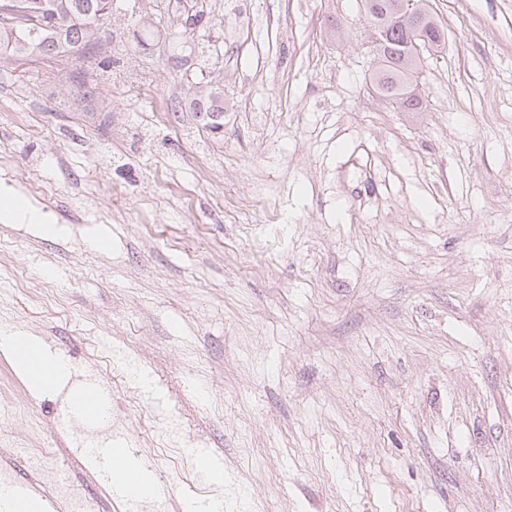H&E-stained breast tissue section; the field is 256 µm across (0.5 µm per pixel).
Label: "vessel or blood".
<instances>
[{
    "label": "vessel or blood",
    "instance_id": "obj_1",
    "mask_svg": "<svg viewBox=\"0 0 512 512\" xmlns=\"http://www.w3.org/2000/svg\"><path fill=\"white\" fill-rule=\"evenodd\" d=\"M108 396V389L99 383L90 370L78 368L61 392L60 402L69 420L87 427L86 434L76 444L77 451L91 457L96 470L109 479L113 476L119 451L113 448L111 436L101 435L95 428L98 410Z\"/></svg>",
    "mask_w": 512,
    "mask_h": 512
}]
</instances>
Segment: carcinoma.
I'll use <instances>...</instances> for the list:
<instances>
[{
    "label": "carcinoma",
    "instance_id": "carcinoma-1",
    "mask_svg": "<svg viewBox=\"0 0 512 512\" xmlns=\"http://www.w3.org/2000/svg\"><path fill=\"white\" fill-rule=\"evenodd\" d=\"M114 0H93L88 13L69 16L66 6L72 0H0V48L9 44L34 49L52 24L69 26L71 41L64 42L56 52L63 57L73 50L71 42H82L84 52H92L97 43L99 26L112 16ZM419 7L406 22L394 15L401 0H364L370 24L384 32L378 46L381 62L372 74L374 90L404 112L423 111V101L412 86L422 60L410 47L411 38L420 36L434 48L445 44V31L430 7V0H418Z\"/></svg>",
    "mask_w": 512,
    "mask_h": 512
}]
</instances>
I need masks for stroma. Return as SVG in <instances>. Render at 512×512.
I'll list each match as a JSON object with an SVG mask.
<instances>
[{
    "label": "stroma",
    "mask_w": 512,
    "mask_h": 512,
    "mask_svg": "<svg viewBox=\"0 0 512 512\" xmlns=\"http://www.w3.org/2000/svg\"><path fill=\"white\" fill-rule=\"evenodd\" d=\"M134 2L99 55L0 54V186L56 227L0 222V335L94 370L170 494L117 498L1 354L0 471L48 451L92 512H512V0H432L420 112L360 0H188L192 35ZM192 456L196 461H198L202 474L206 476H209L213 472L223 471V459L215 455L210 448H206L204 445H196V448H193ZM211 481L215 483H223V472L213 475Z\"/></svg>",
    "instance_id": "obj_1"
}]
</instances>
